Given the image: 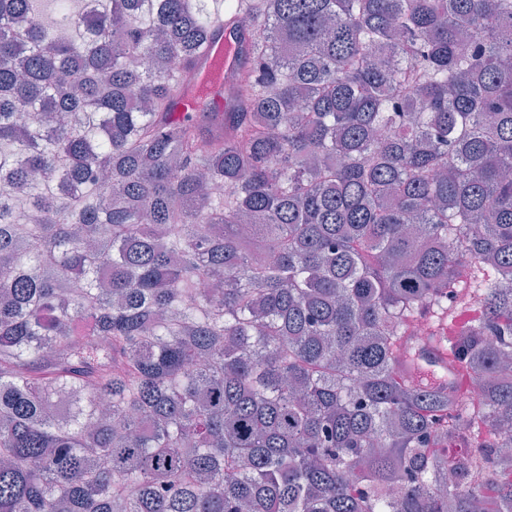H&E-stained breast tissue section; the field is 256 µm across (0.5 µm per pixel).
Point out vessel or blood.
<instances>
[{"mask_svg":"<svg viewBox=\"0 0 512 512\" xmlns=\"http://www.w3.org/2000/svg\"><path fill=\"white\" fill-rule=\"evenodd\" d=\"M250 44L249 35L239 31L232 19L217 20L206 51L191 65L189 88L175 99V111H193L198 96L217 97L241 69L249 66Z\"/></svg>","mask_w":512,"mask_h":512,"instance_id":"1","label":"vessel or blood"}]
</instances>
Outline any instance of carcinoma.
Segmentation results:
<instances>
[{
  "label": "carcinoma",
  "mask_w": 512,
  "mask_h": 512,
  "mask_svg": "<svg viewBox=\"0 0 512 512\" xmlns=\"http://www.w3.org/2000/svg\"><path fill=\"white\" fill-rule=\"evenodd\" d=\"M34 3L0 0V512H512V0H91L72 37ZM219 13L234 105L171 112ZM430 313L468 407L396 374Z\"/></svg>",
  "instance_id": "1"
}]
</instances>
